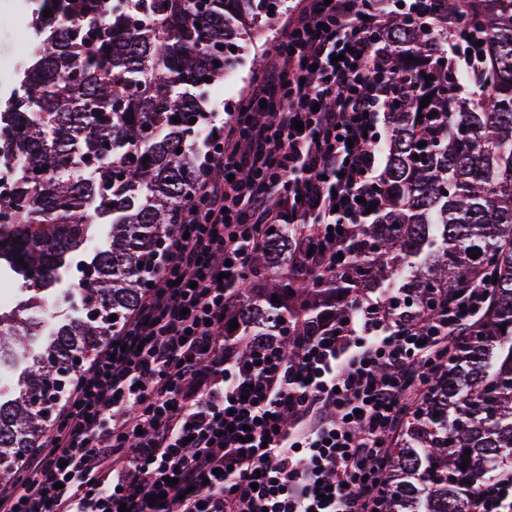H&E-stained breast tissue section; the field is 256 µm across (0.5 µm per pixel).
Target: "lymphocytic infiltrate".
I'll list each match as a JSON object with an SVG mask.
<instances>
[{"label":"lymphocytic infiltrate","mask_w":512,"mask_h":512,"mask_svg":"<svg viewBox=\"0 0 512 512\" xmlns=\"http://www.w3.org/2000/svg\"><path fill=\"white\" fill-rule=\"evenodd\" d=\"M395 5L304 0L250 88L211 115L203 175L167 234L157 278L106 329L0 512H377L387 439L426 403L427 367L489 303L486 284L407 326L361 300L288 359L224 349L243 267L269 224L317 242L304 271H335L381 176L393 88L379 39ZM303 130H296V123Z\"/></svg>","instance_id":"lymphocytic-infiltrate-1"}]
</instances>
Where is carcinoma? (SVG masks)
Here are the masks:
<instances>
[{"instance_id":"carcinoma-1","label":"carcinoma","mask_w":512,"mask_h":512,"mask_svg":"<svg viewBox=\"0 0 512 512\" xmlns=\"http://www.w3.org/2000/svg\"><path fill=\"white\" fill-rule=\"evenodd\" d=\"M120 2L39 0L37 51L21 91L0 102V264L22 285L17 307L0 311V365L24 364L19 388L0 401L2 482L22 478L37 430L52 424L72 384L71 358L94 352L104 328L120 327L138 305L201 175L203 91L282 0H196L193 13L185 0ZM440 6L487 31L473 74L479 93L462 96L454 66L442 63L448 28L434 35L396 17L384 39L398 46L393 78L404 91L388 112L387 164L375 188L382 204L353 226V257L333 274L302 276L289 267L302 258L293 226L270 225L242 273L238 328L224 330L241 358L267 342L293 359L304 337L370 293L414 324L464 280L484 276L492 306L448 351L428 404L390 442L379 512H468L471 497L512 471V0H488L482 15L463 12L460 0ZM94 220L111 225L108 247L79 266L68 295L87 316L56 327L35 352L40 331L25 313Z\"/></svg>"}]
</instances>
